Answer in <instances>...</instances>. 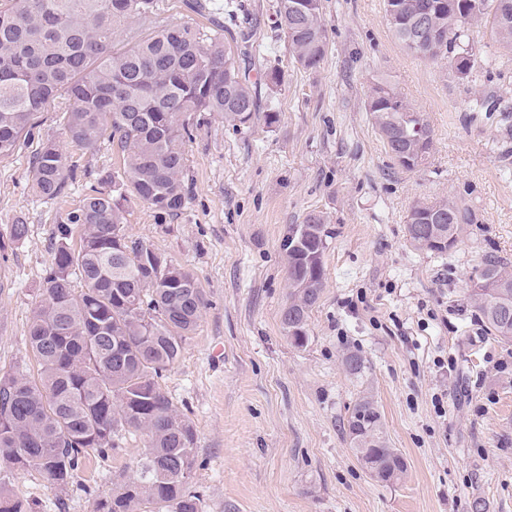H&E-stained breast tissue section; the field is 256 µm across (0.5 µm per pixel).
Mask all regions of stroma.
<instances>
[{
    "mask_svg": "<svg viewBox=\"0 0 512 512\" xmlns=\"http://www.w3.org/2000/svg\"><path fill=\"white\" fill-rule=\"evenodd\" d=\"M239 2L240 22L255 31L251 81L276 68L281 83L263 87L250 129L201 114L180 217L161 223L136 204L126 223L130 240L194 272L206 295L195 333L160 381L195 430L192 488L203 512H472L477 498L486 512H512V344L488 335L468 292L487 255L512 261V54L481 28L473 74L458 81L393 36L384 0H323L328 51L305 69L275 26L277 0ZM379 81L430 124L434 146L419 171L394 164L365 109ZM63 106L55 99L0 161L2 372H35L27 327L53 229L96 171L118 161L109 149L91 155L71 144ZM269 109L276 123L266 122ZM49 138L89 169L57 200L30 190L32 157ZM446 196L472 224L447 253L415 248L409 210ZM312 211L331 236L298 347L281 324L290 292L283 243ZM19 218L29 231L16 240ZM350 352L363 359L361 374L347 371ZM366 393L407 465L394 484L362 468L343 430ZM144 451V435H125L62 492L3 463L0 483L30 512H95Z\"/></svg>",
    "mask_w": 512,
    "mask_h": 512,
    "instance_id": "stroma-1",
    "label": "stroma"
}]
</instances>
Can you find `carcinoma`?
<instances>
[{"label": "carcinoma", "instance_id": "cac0c4a2", "mask_svg": "<svg viewBox=\"0 0 512 512\" xmlns=\"http://www.w3.org/2000/svg\"><path fill=\"white\" fill-rule=\"evenodd\" d=\"M294 2L278 0L275 24L294 62L312 69L328 48L322 0H308L303 11ZM398 4L399 13L387 19L397 40L422 59L446 62L459 80L475 68L473 29L483 19L512 52V0ZM62 95L70 101L62 115L69 140L91 154L105 141L119 164L101 171L99 183L108 189H90L56 223L28 324L37 374H0V461L64 491L88 455L105 458L123 435L142 433L147 449L134 478L98 500L96 512H201L192 490L195 431L159 379L194 334L205 295L194 273L159 266L150 246L128 240L126 214L133 204L147 206L159 222L182 214L197 113L246 128L258 110L257 86L222 33L169 22L158 0H0V160L20 148L36 115ZM366 111L400 169L425 166L432 129L404 119L415 108L400 94L379 82ZM31 172V189L44 200L60 198L77 179V166L51 139L34 155ZM410 212L418 223L407 224V233L421 250L436 237L453 249L473 221L450 198L419 201ZM330 234L324 216L311 211L284 242L290 293L281 321L297 347L308 339ZM474 278L482 286L469 298L487 331L512 344V263L489 255ZM345 428L356 458H366L381 481L404 476L406 464L390 447L372 397L359 398ZM0 512L27 510L0 485Z\"/></svg>", "mask_w": 512, "mask_h": 512}]
</instances>
